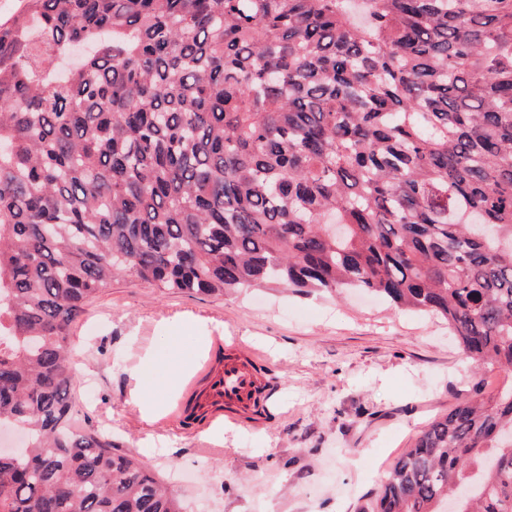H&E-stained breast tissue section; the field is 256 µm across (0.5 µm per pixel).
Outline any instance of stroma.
I'll return each instance as SVG.
<instances>
[{
	"label": "stroma",
	"instance_id": "obj_1",
	"mask_svg": "<svg viewBox=\"0 0 512 512\" xmlns=\"http://www.w3.org/2000/svg\"><path fill=\"white\" fill-rule=\"evenodd\" d=\"M215 336L251 346L271 387L268 410L218 445L172 425L180 387L146 415L132 402L146 353L187 377ZM73 343L83 423L170 483L182 512H361L425 424L504 379L477 370L442 320L357 291L192 296L126 276L87 306Z\"/></svg>",
	"mask_w": 512,
	"mask_h": 512
}]
</instances>
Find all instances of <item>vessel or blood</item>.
Here are the masks:
<instances>
[{
	"mask_svg": "<svg viewBox=\"0 0 512 512\" xmlns=\"http://www.w3.org/2000/svg\"><path fill=\"white\" fill-rule=\"evenodd\" d=\"M255 359V354L243 347L232 358L202 360L184 389L174 419L176 427L189 424L200 432L222 420L241 423L243 414L263 409L268 395L253 367Z\"/></svg>",
	"mask_w": 512,
	"mask_h": 512,
	"instance_id": "vessel-or-blood-1",
	"label": "vessel or blood"
}]
</instances>
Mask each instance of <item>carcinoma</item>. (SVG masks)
Here are the masks:
<instances>
[{
	"mask_svg": "<svg viewBox=\"0 0 512 512\" xmlns=\"http://www.w3.org/2000/svg\"><path fill=\"white\" fill-rule=\"evenodd\" d=\"M0 20V512H181L78 428L73 328L132 276L359 288L512 375V0H19ZM346 227L343 238L325 225ZM512 378L364 512H512Z\"/></svg>",
	"mask_w": 512,
	"mask_h": 512,
	"instance_id": "1",
	"label": "carcinoma"
}]
</instances>
